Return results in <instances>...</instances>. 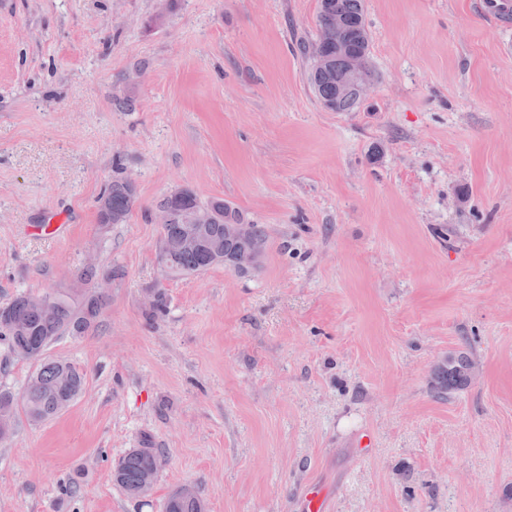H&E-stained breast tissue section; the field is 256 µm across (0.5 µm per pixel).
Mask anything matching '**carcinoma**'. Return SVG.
<instances>
[{
	"mask_svg": "<svg viewBox=\"0 0 512 512\" xmlns=\"http://www.w3.org/2000/svg\"><path fill=\"white\" fill-rule=\"evenodd\" d=\"M338 18L345 23V53L336 49ZM317 27L325 38L327 64L324 67L311 64L310 83L320 101L330 103L339 112H352L360 100L356 85L348 78V55H360L370 60L371 38L365 23L363 0H327V4L319 5ZM340 88L344 92L339 95L337 91ZM107 193L108 213L97 212L98 222H126L136 202L134 186L127 179H117L112 181ZM158 205H169L175 211L173 223L163 232L165 237L177 233L188 211L204 209L211 215V222L205 225V236L210 246L165 260L168 273L205 272L219 265L222 255L234 253L241 247V240L227 231V225L241 224L243 218L224 204V200L214 199L203 204L193 190L184 187L180 196L173 198L167 195ZM106 303L107 297L91 289H79L74 295L58 293L48 308H30L22 295L10 302L13 326L0 328V340L7 342L13 353L40 362V367L21 396L0 391V409H8L14 414L21 410L31 421L38 423L68 407L82 391L83 374L70 363L45 359V351L52 341L66 333L72 336L87 334L95 327ZM474 375L475 362L469 353L450 356L436 368V392L446 394L463 388L470 384ZM153 452V448H133L116 464L114 480L127 494L138 488L142 475L151 467ZM164 512H205V506L202 500L186 501L175 491L167 498Z\"/></svg>",
	"mask_w": 512,
	"mask_h": 512,
	"instance_id": "carcinoma-1",
	"label": "carcinoma"
}]
</instances>
